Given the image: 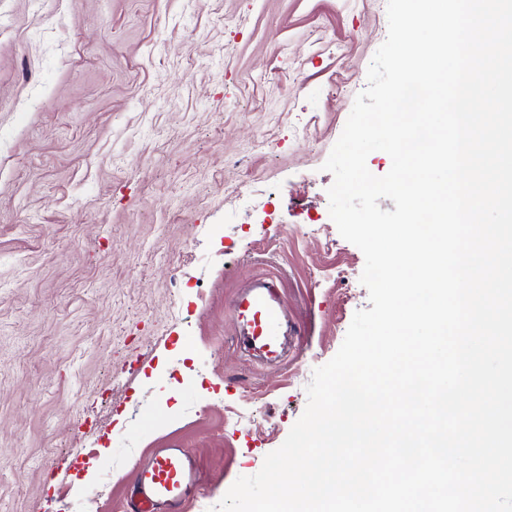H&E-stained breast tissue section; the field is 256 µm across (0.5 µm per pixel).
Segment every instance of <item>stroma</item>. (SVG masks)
<instances>
[{
  "label": "stroma",
  "mask_w": 512,
  "mask_h": 512,
  "mask_svg": "<svg viewBox=\"0 0 512 512\" xmlns=\"http://www.w3.org/2000/svg\"><path fill=\"white\" fill-rule=\"evenodd\" d=\"M387 0H0V512H123L183 448L209 512L369 308L323 164ZM274 282L288 351L238 343Z\"/></svg>",
  "instance_id": "obj_1"
}]
</instances>
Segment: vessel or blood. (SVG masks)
Here are the masks:
<instances>
[{
    "label": "vessel or blood",
    "instance_id": "b4317fda",
    "mask_svg": "<svg viewBox=\"0 0 512 512\" xmlns=\"http://www.w3.org/2000/svg\"><path fill=\"white\" fill-rule=\"evenodd\" d=\"M233 313L238 341L266 359L282 355L279 336L286 308L273 285L256 280L237 296ZM201 487L194 459L181 448H157L150 466L134 470L125 487L124 512H184Z\"/></svg>",
    "mask_w": 512,
    "mask_h": 512
}]
</instances>
